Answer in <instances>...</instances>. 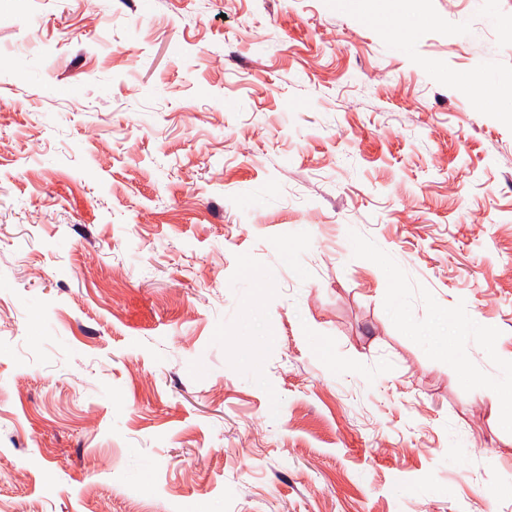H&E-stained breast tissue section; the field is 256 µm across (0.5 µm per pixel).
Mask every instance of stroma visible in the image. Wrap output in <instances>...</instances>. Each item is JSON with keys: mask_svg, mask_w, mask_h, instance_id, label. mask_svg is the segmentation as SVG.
I'll use <instances>...</instances> for the list:
<instances>
[{"mask_svg": "<svg viewBox=\"0 0 512 512\" xmlns=\"http://www.w3.org/2000/svg\"><path fill=\"white\" fill-rule=\"evenodd\" d=\"M424 9L0 0V512H512V0ZM469 92L478 101H483V99L492 95L512 96V80L486 81L482 84L470 87Z\"/></svg>", "mask_w": 512, "mask_h": 512, "instance_id": "35a3bbf8", "label": "stroma"}]
</instances>
